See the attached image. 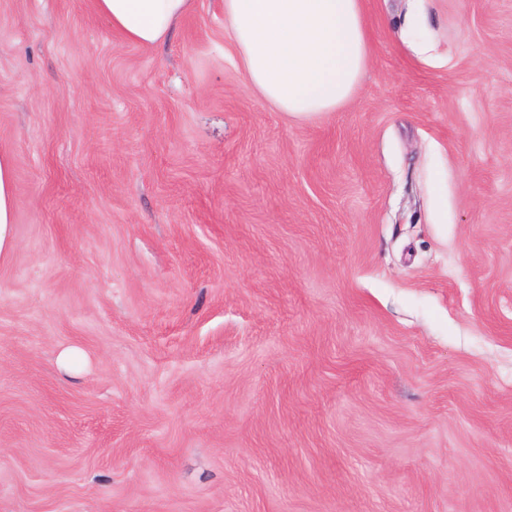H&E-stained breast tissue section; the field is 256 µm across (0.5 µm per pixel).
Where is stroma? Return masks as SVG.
<instances>
[{
  "label": "stroma",
  "mask_w": 512,
  "mask_h": 512,
  "mask_svg": "<svg viewBox=\"0 0 512 512\" xmlns=\"http://www.w3.org/2000/svg\"><path fill=\"white\" fill-rule=\"evenodd\" d=\"M363 11L299 122L224 0H0V512H512V0ZM95 12L125 42L152 47L193 8V0H93ZM15 198L13 194V169L10 159L0 155V257L10 253L14 238Z\"/></svg>",
  "instance_id": "stroma-1"
}]
</instances>
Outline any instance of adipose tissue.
Segmentation results:
<instances>
[{
	"mask_svg": "<svg viewBox=\"0 0 512 512\" xmlns=\"http://www.w3.org/2000/svg\"><path fill=\"white\" fill-rule=\"evenodd\" d=\"M125 42L152 47L193 0H93ZM224 30L251 90L276 111L308 121L343 107L368 65L361 0H224ZM13 169L0 155V257L14 238Z\"/></svg>",
	"mask_w": 512,
	"mask_h": 512,
	"instance_id": "adipose-tissue-1",
	"label": "adipose tissue"
}]
</instances>
